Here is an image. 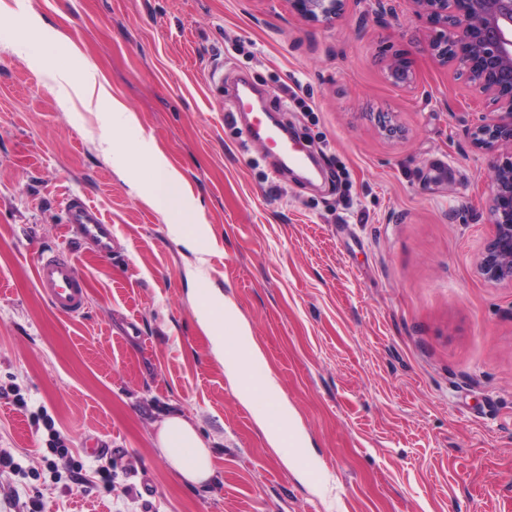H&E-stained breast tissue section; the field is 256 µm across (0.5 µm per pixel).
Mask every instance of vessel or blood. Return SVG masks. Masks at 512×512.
Returning <instances> with one entry per match:
<instances>
[{"instance_id": "b4317fda", "label": "vessel or blood", "mask_w": 512, "mask_h": 512, "mask_svg": "<svg viewBox=\"0 0 512 512\" xmlns=\"http://www.w3.org/2000/svg\"><path fill=\"white\" fill-rule=\"evenodd\" d=\"M256 97L250 87L238 92L233 114L249 117V137L258 142L268 157L296 167L305 166L308 154L303 144L288 138L270 123L266 107L255 104ZM69 229L80 241L92 244L101 254L112 249V227L106 224L98 208L79 197L68 198L64 204ZM36 282L41 292L56 311L79 315L86 307L87 284L79 277L68 249L62 248L43 255L35 267Z\"/></svg>"}]
</instances>
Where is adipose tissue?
<instances>
[{"mask_svg": "<svg viewBox=\"0 0 512 512\" xmlns=\"http://www.w3.org/2000/svg\"><path fill=\"white\" fill-rule=\"evenodd\" d=\"M10 46L26 59L31 69L48 78L49 88L62 110H71L74 104L80 103L107 111L108 121L101 135L103 143H111L113 131L136 132V150L147 159L151 176L146 183L136 176H129L132 191L153 208L193 214V223L170 227L179 243L191 248L209 237L211 228L194 199L174 192L180 181L179 173L152 140L142 135L136 115L112 99L95 67L81 62L76 47L67 45L62 35L46 27L33 11L24 13L23 23L13 35ZM191 293L196 301L197 321L213 354L223 364L228 376L238 383V398L248 402L261 394L273 405V413L263 412L257 417L265 429L269 445L275 449H291L296 457L308 454V438L298 427L294 411L282 396L279 385L274 378L256 373V364L263 354L253 339L249 322L236 304L221 289L207 286L206 273L201 269L195 274ZM154 443L161 457L184 483L201 485L214 477L210 447L196 426L181 413L165 417Z\"/></svg>", "mask_w": 512, "mask_h": 512, "instance_id": "ef3b65f1", "label": "adipose tissue"}]
</instances>
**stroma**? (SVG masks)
<instances>
[{
  "mask_svg": "<svg viewBox=\"0 0 512 512\" xmlns=\"http://www.w3.org/2000/svg\"><path fill=\"white\" fill-rule=\"evenodd\" d=\"M97 68L113 98L200 199L210 237L185 249L103 152L104 115L62 111L9 46L0 0V512H512V285L476 263L491 157L465 130L491 106L427 52L415 0H346L324 24L291 0H26ZM410 61L406 82L391 60ZM223 65L224 84L210 79ZM278 94L314 152V182L274 171L228 120L238 76ZM401 135L387 136L379 114ZM77 195L112 226L111 257L74 249L82 314L56 312L34 266L65 246ZM205 267L250 323L313 444L283 461L200 328L188 281ZM215 452L183 483L152 443L170 409ZM48 415L69 448L49 470ZM96 440L104 456L88 454Z\"/></svg>",
  "mask_w": 512,
  "mask_h": 512,
  "instance_id": "stroma-1",
  "label": "stroma"
}]
</instances>
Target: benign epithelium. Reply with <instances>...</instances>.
<instances>
[{
	"instance_id": "1",
	"label": "benign epithelium",
	"mask_w": 512,
	"mask_h": 512,
	"mask_svg": "<svg viewBox=\"0 0 512 512\" xmlns=\"http://www.w3.org/2000/svg\"><path fill=\"white\" fill-rule=\"evenodd\" d=\"M419 14L436 34L428 45L441 65L456 60L448 47L467 51L473 87L493 106L491 116L468 129L472 144L492 156L488 214L492 234L477 259L489 282L512 283V0H416ZM295 11L312 23L339 15L345 0H292Z\"/></svg>"
}]
</instances>
